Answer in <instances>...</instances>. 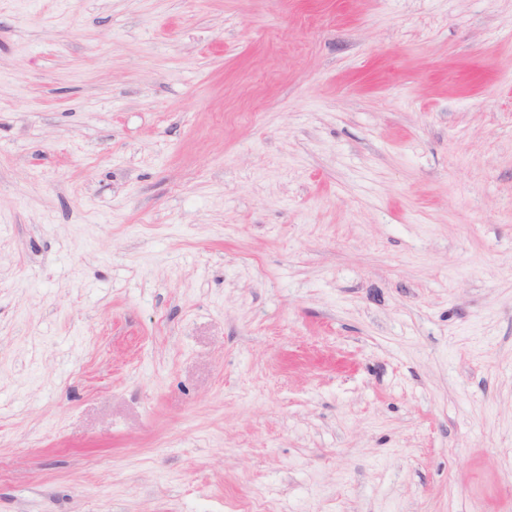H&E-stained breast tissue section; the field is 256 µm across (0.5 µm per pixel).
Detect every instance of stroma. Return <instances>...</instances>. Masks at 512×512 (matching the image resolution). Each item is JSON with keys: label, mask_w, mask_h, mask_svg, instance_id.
Here are the masks:
<instances>
[{"label": "stroma", "mask_w": 512, "mask_h": 512, "mask_svg": "<svg viewBox=\"0 0 512 512\" xmlns=\"http://www.w3.org/2000/svg\"><path fill=\"white\" fill-rule=\"evenodd\" d=\"M0 512H512V0H0Z\"/></svg>", "instance_id": "obj_1"}]
</instances>
